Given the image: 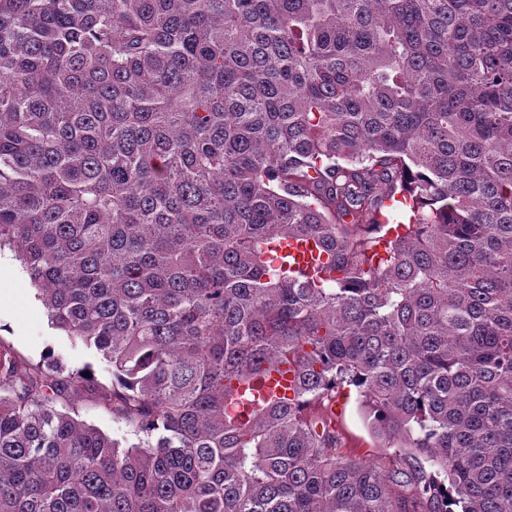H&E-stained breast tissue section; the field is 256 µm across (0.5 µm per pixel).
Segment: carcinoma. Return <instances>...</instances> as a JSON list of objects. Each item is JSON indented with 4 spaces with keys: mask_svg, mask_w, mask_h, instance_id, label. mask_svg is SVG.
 Returning a JSON list of instances; mask_svg holds the SVG:
<instances>
[{
    "mask_svg": "<svg viewBox=\"0 0 512 512\" xmlns=\"http://www.w3.org/2000/svg\"><path fill=\"white\" fill-rule=\"evenodd\" d=\"M5 247L135 441L0 351V512H512V0H0ZM277 249L280 254L288 253L294 259L292 267L300 272H313L315 268L321 266V263L327 259L326 254L320 252L316 243L310 240L296 242L288 239L283 241L279 247L277 246ZM314 416L326 418L336 428V448L331 453L338 459H363L372 462L382 471L399 466L400 460L393 448H381L382 440L365 423L360 410V400L355 390L344 389L335 397L311 406Z\"/></svg>",
    "mask_w": 512,
    "mask_h": 512,
    "instance_id": "cac0c4a2",
    "label": "carcinoma"
}]
</instances>
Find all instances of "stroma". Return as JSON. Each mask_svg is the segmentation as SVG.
I'll return each instance as SVG.
<instances>
[{
  "mask_svg": "<svg viewBox=\"0 0 512 512\" xmlns=\"http://www.w3.org/2000/svg\"><path fill=\"white\" fill-rule=\"evenodd\" d=\"M0 349L21 366L37 364L50 353L62 360L67 371L90 368L85 391L73 401L80 420L111 436L125 434L124 422L95 404L96 395L112 388L110 366L96 352L52 328L37 289L7 248L0 250ZM311 412L326 418L335 428L337 441L332 453L336 458H360L384 471L399 465L392 449L383 447L381 439L365 423L355 391L336 393L334 398L312 406Z\"/></svg>",
  "mask_w": 512,
  "mask_h": 512,
  "instance_id": "1",
  "label": "stroma"
}]
</instances>
